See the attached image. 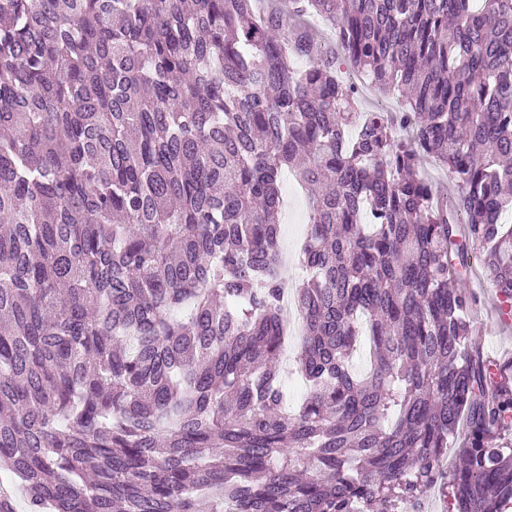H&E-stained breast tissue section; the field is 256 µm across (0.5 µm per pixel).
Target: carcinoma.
Instances as JSON below:
<instances>
[{"label": "carcinoma", "mask_w": 512, "mask_h": 512, "mask_svg": "<svg viewBox=\"0 0 512 512\" xmlns=\"http://www.w3.org/2000/svg\"><path fill=\"white\" fill-rule=\"evenodd\" d=\"M257 2L0 0V471L24 512H508L512 363L463 276L512 307V0ZM360 104L363 111L400 112L403 98L398 92L385 91L368 82L367 88L361 93ZM420 172L433 184L439 194H448L451 197L455 194V185L448 172L439 168L435 162L427 156L420 159ZM283 209L279 222L283 225V253L294 252L305 233L307 224V205L305 191L294 177L285 172L282 176ZM466 286L479 298L473 318V338L481 343L485 355L490 358L496 361L512 359V318L506 322L499 316L496 291L485 280L477 259L467 273Z\"/></svg>", "instance_id": "1"}]
</instances>
